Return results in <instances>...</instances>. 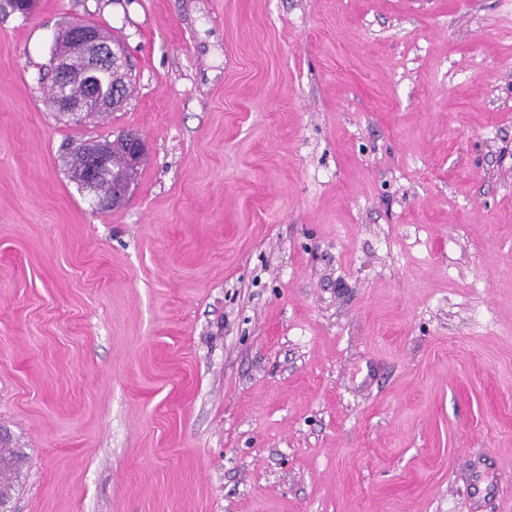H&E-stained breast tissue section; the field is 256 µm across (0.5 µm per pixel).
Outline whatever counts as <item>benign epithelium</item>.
<instances>
[{"mask_svg":"<svg viewBox=\"0 0 512 512\" xmlns=\"http://www.w3.org/2000/svg\"><path fill=\"white\" fill-rule=\"evenodd\" d=\"M67 53L52 60L55 84L70 86L76 82L82 85L84 96L72 98L69 94L56 98L59 111L81 122L94 116L98 111H112L121 107L127 95L121 88L118 78L126 74L127 65L123 49L106 40L100 31L88 22H74L65 29ZM127 170H136L145 153L146 145L139 136L128 139ZM112 144L86 143L77 152L86 158L85 178L94 206L101 210L111 204H119L128 193L127 184H119L112 195V201L99 197L96 184L112 177L109 167V152Z\"/></svg>","mask_w":512,"mask_h":512,"instance_id":"benign-epithelium-1","label":"benign epithelium"}]
</instances>
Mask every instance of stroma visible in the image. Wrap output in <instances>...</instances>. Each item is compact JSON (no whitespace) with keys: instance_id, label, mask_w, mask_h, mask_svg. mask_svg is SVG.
<instances>
[{"instance_id":"35a3bbf8","label":"stroma","mask_w":512,"mask_h":512,"mask_svg":"<svg viewBox=\"0 0 512 512\" xmlns=\"http://www.w3.org/2000/svg\"><path fill=\"white\" fill-rule=\"evenodd\" d=\"M0 426L14 512H512V0H0ZM99 30L88 22L72 23L64 31L67 53L56 55L52 60L55 84L68 88L76 82L84 89V96L76 99L66 93L55 100L51 91L50 101L54 109L56 103L59 112L70 115L76 122L90 118L98 111L117 109L127 99L121 88L126 80H116L127 72L124 51L118 45L112 46V41L104 39L106 37ZM133 134H128L125 138L113 141L112 144L106 143H86L79 146L77 152L84 155L87 162L85 178L88 186V191L94 201V206L101 210L110 205L108 200L99 197L95 192L96 184L102 179H109L112 177L113 182H119V176L124 172L123 153L124 144L127 137ZM128 148V163L127 170L132 173L137 170L141 159L145 153L146 145L140 136H132L127 141ZM112 150V171L109 167L110 159L108 153ZM72 148L71 150V179L78 185V188L83 190L81 181L82 160ZM27 456L22 448L0 447V498L10 500L14 481L20 477Z\"/></svg>"}]
</instances>
